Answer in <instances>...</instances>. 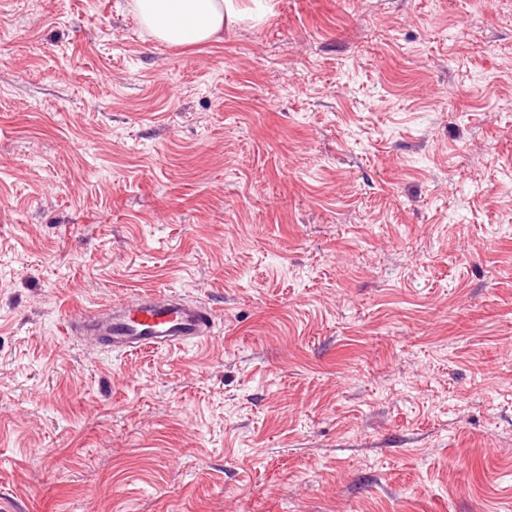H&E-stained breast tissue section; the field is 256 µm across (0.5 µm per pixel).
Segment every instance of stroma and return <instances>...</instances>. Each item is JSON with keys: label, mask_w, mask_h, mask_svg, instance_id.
Masks as SVG:
<instances>
[{"label": "stroma", "mask_w": 512, "mask_h": 512, "mask_svg": "<svg viewBox=\"0 0 512 512\" xmlns=\"http://www.w3.org/2000/svg\"><path fill=\"white\" fill-rule=\"evenodd\" d=\"M130 2L0 0V507L512 512V0ZM239 0H132L133 12L145 30L157 41L192 46L214 40L224 27L244 19ZM212 326L208 313L177 298L138 296L112 315L103 316L92 332L113 351L151 345H178L208 337Z\"/></svg>", "instance_id": "obj_1"}]
</instances>
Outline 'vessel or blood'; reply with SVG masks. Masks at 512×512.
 <instances>
[{
	"instance_id": "obj_1",
	"label": "vessel or blood",
	"mask_w": 512,
	"mask_h": 512,
	"mask_svg": "<svg viewBox=\"0 0 512 512\" xmlns=\"http://www.w3.org/2000/svg\"><path fill=\"white\" fill-rule=\"evenodd\" d=\"M92 332L115 351L151 345H178L208 337V313L175 297L139 296L100 318Z\"/></svg>"
}]
</instances>
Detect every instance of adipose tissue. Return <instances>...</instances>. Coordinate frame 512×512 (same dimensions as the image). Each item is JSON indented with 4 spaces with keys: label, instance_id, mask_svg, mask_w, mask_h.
Instances as JSON below:
<instances>
[{
    "label": "adipose tissue",
    "instance_id": "1",
    "mask_svg": "<svg viewBox=\"0 0 512 512\" xmlns=\"http://www.w3.org/2000/svg\"><path fill=\"white\" fill-rule=\"evenodd\" d=\"M131 5L153 38L176 46L212 41L246 17L239 0H131Z\"/></svg>",
    "mask_w": 512,
    "mask_h": 512
}]
</instances>
